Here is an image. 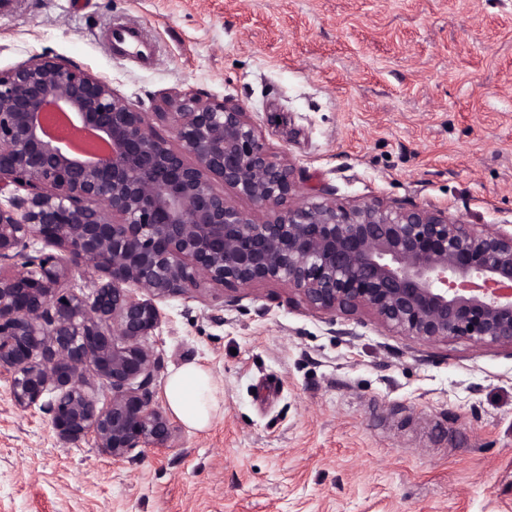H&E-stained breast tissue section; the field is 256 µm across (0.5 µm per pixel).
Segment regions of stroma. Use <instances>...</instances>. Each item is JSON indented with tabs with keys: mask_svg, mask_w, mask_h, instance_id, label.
Instances as JSON below:
<instances>
[{
	"mask_svg": "<svg viewBox=\"0 0 512 512\" xmlns=\"http://www.w3.org/2000/svg\"><path fill=\"white\" fill-rule=\"evenodd\" d=\"M142 27L149 61L107 40ZM71 61L155 119L187 88L250 112L304 189L512 226V0H0V71ZM161 303L153 383L195 362L204 432L116 461L17 408L0 374V512H512V352L416 345L366 312Z\"/></svg>",
	"mask_w": 512,
	"mask_h": 512,
	"instance_id": "stroma-1",
	"label": "stroma"
}]
</instances>
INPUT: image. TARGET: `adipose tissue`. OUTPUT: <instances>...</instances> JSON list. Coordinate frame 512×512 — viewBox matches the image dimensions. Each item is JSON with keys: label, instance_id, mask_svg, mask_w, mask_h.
<instances>
[{"label": "adipose tissue", "instance_id": "1", "mask_svg": "<svg viewBox=\"0 0 512 512\" xmlns=\"http://www.w3.org/2000/svg\"><path fill=\"white\" fill-rule=\"evenodd\" d=\"M164 398L170 413L193 431L208 430L223 414V390L209 370L196 363L183 364L169 373Z\"/></svg>", "mask_w": 512, "mask_h": 512}]
</instances>
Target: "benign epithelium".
Instances as JSON below:
<instances>
[{
  "instance_id": "benign-epithelium-1",
  "label": "benign epithelium",
  "mask_w": 512,
  "mask_h": 512,
  "mask_svg": "<svg viewBox=\"0 0 512 512\" xmlns=\"http://www.w3.org/2000/svg\"><path fill=\"white\" fill-rule=\"evenodd\" d=\"M164 106L170 138L75 64L34 56L0 71V263L12 267L0 273V374L16 407L43 404L59 438L90 436L114 460L171 440L146 339L158 303L205 286L233 307L274 282L332 324L367 310L413 342L512 349L511 231L437 207L338 204L327 188L307 196L242 106L191 89ZM50 109L108 152L88 160L47 137ZM37 243L53 251L30 252ZM79 268L105 282L65 290Z\"/></svg>"
}]
</instances>
